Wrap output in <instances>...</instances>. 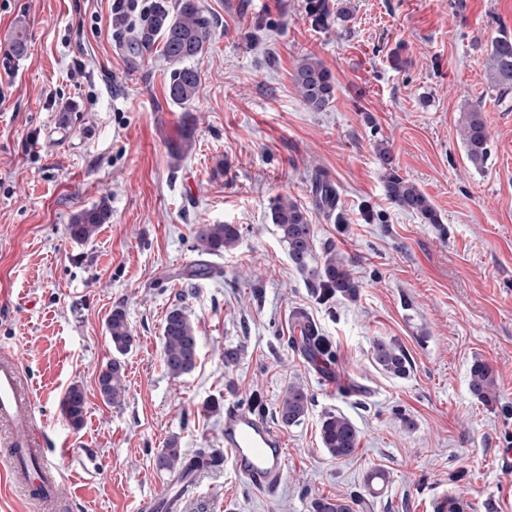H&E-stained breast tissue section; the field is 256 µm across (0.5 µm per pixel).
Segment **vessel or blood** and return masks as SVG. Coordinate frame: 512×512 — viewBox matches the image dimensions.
Masks as SVG:
<instances>
[{"label":"vessel or blood","mask_w":512,"mask_h":512,"mask_svg":"<svg viewBox=\"0 0 512 512\" xmlns=\"http://www.w3.org/2000/svg\"><path fill=\"white\" fill-rule=\"evenodd\" d=\"M33 402L16 359L0 360V429L8 434L15 484L37 497L47 512H66L57 496L59 468L55 459L36 446ZM224 454L251 487L274 490L284 473L283 440L253 413L227 408L224 414Z\"/></svg>","instance_id":"1"}]
</instances>
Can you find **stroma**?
<instances>
[{"label": "stroma", "instance_id": "35a3bbf8", "mask_svg": "<svg viewBox=\"0 0 512 512\" xmlns=\"http://www.w3.org/2000/svg\"><path fill=\"white\" fill-rule=\"evenodd\" d=\"M200 4L214 26L196 61L199 97L184 109L165 94L168 61L130 54L112 0H0V356L20 365L40 448L74 451L58 463L71 512H141L168 487L154 456L173 437L217 457L183 512H310L318 495L358 496L356 512H433L442 495L468 512H512V94L492 90L484 67L495 38L512 34V0H350L344 36L312 25L305 0ZM307 54L336 79L324 112L306 109L292 81ZM471 105L491 142L480 170L459 133ZM185 126L193 148L176 158ZM381 142L440 223L391 204ZM320 177L339 217L316 200ZM104 196L110 222L75 243L67 224ZM279 196L305 209L317 249L344 257L357 299H320L294 268L271 221ZM204 224L235 225L238 244L200 255ZM200 260L212 276L189 279ZM176 304L200 336L195 369L178 378L162 361ZM116 308L136 343L113 406L98 375ZM298 311L332 348L331 379L293 342ZM377 338L407 352L405 377L375 365ZM228 344L244 347L231 367ZM478 361L496 375L487 403L469 388ZM292 383L313 401L281 429L284 478L262 492L224 457V408L258 397L274 421ZM74 384L86 396L77 429L61 412ZM330 412L360 431L351 459L321 445ZM376 468L389 481L372 494Z\"/></svg>", "mask_w": 512, "mask_h": 512}]
</instances>
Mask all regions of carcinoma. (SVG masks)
Wrapping results in <instances>:
<instances>
[{
	"instance_id": "1",
	"label": "carcinoma",
	"mask_w": 512,
	"mask_h": 512,
	"mask_svg": "<svg viewBox=\"0 0 512 512\" xmlns=\"http://www.w3.org/2000/svg\"><path fill=\"white\" fill-rule=\"evenodd\" d=\"M305 11L311 23L322 29L330 27L331 21L347 28L350 6H332L329 0H306ZM119 29L131 28L130 45L139 53L161 46L164 58L171 65L166 81L168 99L181 107H188L196 100L201 77L193 61L199 57L209 40L213 28L211 19L204 14L199 0H152L148 9L128 24L124 16L115 18ZM491 86L501 94L512 93V35L505 32L493 44L485 62ZM293 82L302 103L313 112L327 110L335 99L336 82L331 70L312 54L301 56L292 74ZM460 136L468 163L481 170L490 152V136L482 110L470 107L462 113ZM378 155L385 168V186L392 204L407 210L426 224L440 223V217L429 198L416 184L397 174L391 166L390 150L378 146ZM323 208L333 210L337 206L335 189L320 183L316 187ZM112 210L106 200L78 213L66 226L70 238L86 242L98 228L108 223ZM272 223L280 234L292 265L316 286V292L327 298L339 296L353 300L357 296L358 284L342 257L331 247L324 248L322 258L313 250L314 231L305 210L295 201L277 198L271 207ZM239 229L231 224H204L198 232V250L206 254L221 253L238 243ZM113 357L98 376L101 396L109 404H119L126 392L124 365L121 357L129 353L135 338L128 324L126 312L115 308L106 321ZM306 349L313 359L328 354V348L315 326H310V335L303 337ZM163 361L169 374L181 376L190 373L196 364L199 336L186 310L175 306L165 317L163 334ZM374 362L385 372L404 377L409 373L411 360L405 350L382 338L372 345ZM494 371L485 363H476L471 370L470 390L481 401H487L495 392ZM311 396L299 384L286 388L276 409L277 421L285 428L301 423L309 410ZM61 409L70 425L78 428L85 414V396L82 388L73 384L65 393ZM322 447L332 456L344 459L352 456L360 441L359 430L344 414L329 413L320 426ZM157 470L170 472L185 478L196 471L197 459L188 456L180 448L179 441L170 439L155 457ZM353 498L315 497L312 512H354Z\"/></svg>"
}]
</instances>
